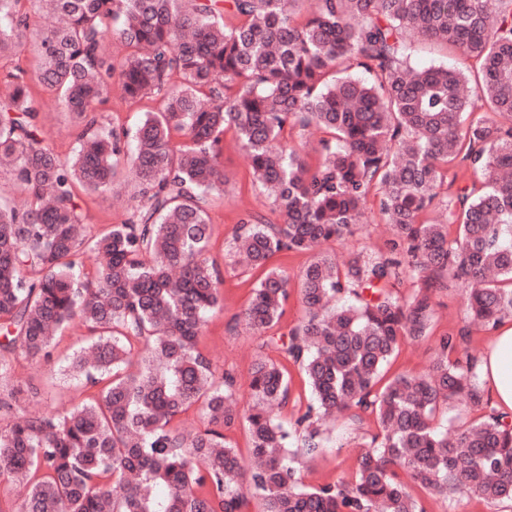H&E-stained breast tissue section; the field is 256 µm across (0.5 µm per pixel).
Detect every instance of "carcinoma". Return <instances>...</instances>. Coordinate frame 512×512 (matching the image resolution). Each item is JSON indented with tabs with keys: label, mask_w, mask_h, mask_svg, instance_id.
<instances>
[{
	"label": "carcinoma",
	"mask_w": 512,
	"mask_h": 512,
	"mask_svg": "<svg viewBox=\"0 0 512 512\" xmlns=\"http://www.w3.org/2000/svg\"><path fill=\"white\" fill-rule=\"evenodd\" d=\"M302 2L50 0L58 25L36 42L38 80L80 123L68 158L42 137L27 71L3 76L0 167L25 202L0 193V409L22 393L7 355L50 358L74 321L90 344L67 370L93 389L64 414L0 427V483L19 488L4 512H245V488L263 512H424L414 484L512 504V423L489 406L478 359L462 357L471 327L512 315V0H313L304 14ZM34 3L0 0V57L24 47ZM115 24L128 48L118 61L102 47ZM408 30L453 48L456 66L409 68ZM343 61L373 80L337 76ZM474 67L509 123L475 115ZM114 83L127 101L160 102L131 134L89 117ZM311 127L326 134L314 165L290 140ZM228 129L283 220L243 211L228 265L263 271L235 322L305 376L310 402L289 426L270 412L291 401L284 365L254 362L242 412L234 377L216 380L198 346L223 302L205 204L223 191ZM452 163L481 172L483 191L441 196ZM125 165L131 216L82 234L78 190L110 189ZM377 190L385 250L342 265L318 252L353 233ZM435 210L441 220L421 221ZM85 248L105 258L91 273ZM288 252L312 260L304 316L282 332L289 281L270 260ZM402 280L414 284L404 299ZM452 285L465 288L468 324L439 338L425 371L378 387L401 341L429 336ZM457 404L484 414L441 430L437 414ZM196 405L207 427L186 432L177 419ZM333 416L371 417L379 433L352 478L307 487L301 459L325 447L318 423ZM241 422L246 459L226 435Z\"/></svg>",
	"instance_id": "1"
}]
</instances>
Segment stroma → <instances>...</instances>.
Wrapping results in <instances>:
<instances>
[{
    "mask_svg": "<svg viewBox=\"0 0 512 512\" xmlns=\"http://www.w3.org/2000/svg\"><path fill=\"white\" fill-rule=\"evenodd\" d=\"M38 95L47 143L61 157L71 156L77 146L76 125L71 114L63 109L54 93L42 89ZM157 107V102L151 100L130 104L114 95L97 105L96 116L111 126L129 128L138 122L143 112ZM221 168L226 180L224 191L211 198L208 213L212 222L209 257L222 268L224 306L209 317L199 338V346L218 369L234 376L236 397L244 406L250 401L248 383L256 356L273 359L277 353L262 346L256 336L235 328L233 318L246 307L258 274L231 270L226 265L227 254L244 208L255 209L273 224L280 223L281 217L254 184L248 160L235 134L230 131L224 135ZM134 191L131 180L124 177L109 190L85 193L82 202L85 224L98 232L108 225L121 223L133 204ZM389 232V226L379 212L378 200L373 197L368 202L366 224L342 239L322 243L320 249L345 261L360 250L376 252L384 249ZM464 313L461 288L452 287L441 293L436 299V315L430 335L420 341L404 342L385 367V376L390 378L401 372L425 370L435 352L437 339L463 326ZM83 343L84 337L79 330L67 329L56 337L51 359L30 358L19 351L12 354L11 382L21 387L22 393L12 411L0 412V425H6L19 416H34L49 410L67 411L84 399V392L64 375L68 358ZM323 432L327 439L325 447L313 459L307 460L302 470L304 482L313 486L352 477L359 444L370 441L378 428L370 420L354 425L339 419L324 425Z\"/></svg>",
    "mask_w": 512,
    "mask_h": 512,
    "instance_id": "stroma-1",
    "label": "stroma"
}]
</instances>
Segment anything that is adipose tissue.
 I'll return each mask as SVG.
<instances>
[{
    "instance_id": "1",
    "label": "adipose tissue",
    "mask_w": 512,
    "mask_h": 512,
    "mask_svg": "<svg viewBox=\"0 0 512 512\" xmlns=\"http://www.w3.org/2000/svg\"><path fill=\"white\" fill-rule=\"evenodd\" d=\"M483 386L493 405L512 416V324L501 323L490 336L480 362Z\"/></svg>"
}]
</instances>
